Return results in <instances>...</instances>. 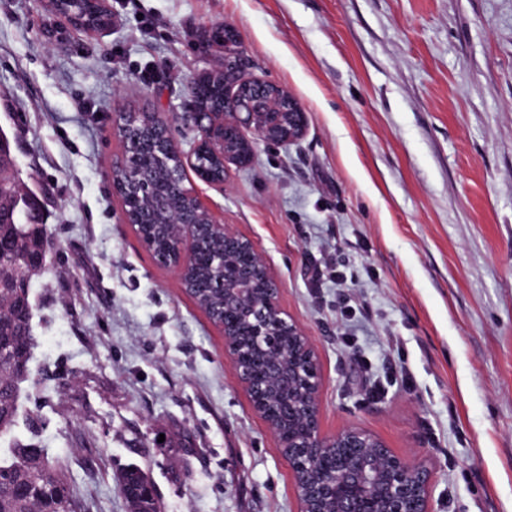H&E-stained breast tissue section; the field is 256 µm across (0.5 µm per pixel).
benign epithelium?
Here are the masks:
<instances>
[{"label":"benign epithelium","instance_id":"1","mask_svg":"<svg viewBox=\"0 0 512 512\" xmlns=\"http://www.w3.org/2000/svg\"><path fill=\"white\" fill-rule=\"evenodd\" d=\"M224 108L210 111L192 103L185 114L199 131L196 145H220L224 163L249 165L257 144L289 146L301 139L307 129V116L299 102L290 97L279 106L276 86L259 79L245 78L242 63L236 59L224 70ZM152 129L158 136L157 151H170L171 126L160 113H151ZM193 207L185 210L181 224L203 227L214 235H224V266L230 267L233 255L248 250L256 257V271L267 284V293L255 323L256 344H271L268 324L288 325V335L304 344L311 367L305 372L308 406L299 432L288 439V462L295 481L300 512H432L433 473L423 462L412 461L389 448L374 434L348 427L332 437L321 431V379L315 348L301 328L284 317L280 305V283L273 271L259 258L248 238L217 223L203 206L195 190H190ZM247 269H234L224 277V314L247 299ZM234 336L229 321H224V351L235 367L237 378L252 405L265 396L270 379L278 374L283 361L267 369L262 379L254 377L250 364L229 343Z\"/></svg>","mask_w":512,"mask_h":512}]
</instances>
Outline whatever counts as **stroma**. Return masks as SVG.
Masks as SVG:
<instances>
[{
    "instance_id": "1",
    "label": "stroma",
    "mask_w": 512,
    "mask_h": 512,
    "mask_svg": "<svg viewBox=\"0 0 512 512\" xmlns=\"http://www.w3.org/2000/svg\"><path fill=\"white\" fill-rule=\"evenodd\" d=\"M110 6L109 29L78 34L44 0H0V130L48 234L15 433L65 466L77 512H128L131 465L164 512H299L221 329L112 188L117 113H161L190 150V87L223 71L227 24L308 127L193 186L311 339L323 434L358 426L426 461L433 512H512V0ZM325 265L347 286L312 281Z\"/></svg>"
}]
</instances>
